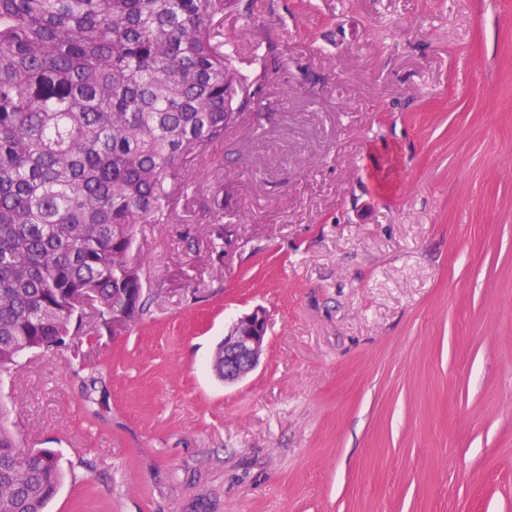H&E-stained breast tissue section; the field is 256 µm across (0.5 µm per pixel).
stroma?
<instances>
[{
  "mask_svg": "<svg viewBox=\"0 0 512 512\" xmlns=\"http://www.w3.org/2000/svg\"><path fill=\"white\" fill-rule=\"evenodd\" d=\"M214 27L253 116L137 225L146 309L0 379L20 448L59 456L47 512H512V0ZM257 306L260 362L224 384ZM269 325L263 307L240 316L228 329L214 357L213 368L220 377L224 365V384H233L250 374L259 362Z\"/></svg>",
  "mask_w": 512,
  "mask_h": 512,
  "instance_id": "stroma-1",
  "label": "stroma"
}]
</instances>
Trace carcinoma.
I'll list each match as a JSON object with an SVG mask.
<instances>
[{"label": "carcinoma", "instance_id": "carcinoma-1", "mask_svg": "<svg viewBox=\"0 0 512 512\" xmlns=\"http://www.w3.org/2000/svg\"><path fill=\"white\" fill-rule=\"evenodd\" d=\"M239 0H0V371L100 318L144 312L129 265L173 176L204 159L251 85L213 44ZM63 473L0 423V512H44Z\"/></svg>", "mask_w": 512, "mask_h": 512}]
</instances>
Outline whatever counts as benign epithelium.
Returning <instances> with one entry per match:
<instances>
[{"label": "benign epithelium", "instance_id": "1", "mask_svg": "<svg viewBox=\"0 0 512 512\" xmlns=\"http://www.w3.org/2000/svg\"><path fill=\"white\" fill-rule=\"evenodd\" d=\"M268 325L266 310L257 306L230 326L224 336V383H236L257 367Z\"/></svg>", "mask_w": 512, "mask_h": 512}]
</instances>
